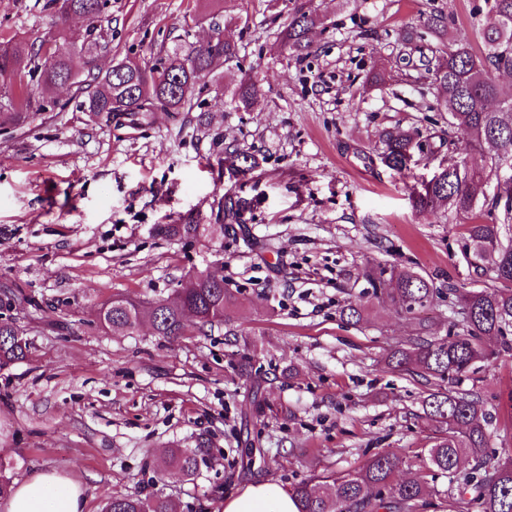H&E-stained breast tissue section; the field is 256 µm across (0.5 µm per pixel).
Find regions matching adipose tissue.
<instances>
[{
	"instance_id": "ef3b65f1",
	"label": "adipose tissue",
	"mask_w": 512,
	"mask_h": 512,
	"mask_svg": "<svg viewBox=\"0 0 512 512\" xmlns=\"http://www.w3.org/2000/svg\"><path fill=\"white\" fill-rule=\"evenodd\" d=\"M78 480L54 471L40 472L12 487L0 512H83ZM224 512H299L294 494L271 482L247 486L224 501Z\"/></svg>"
}]
</instances>
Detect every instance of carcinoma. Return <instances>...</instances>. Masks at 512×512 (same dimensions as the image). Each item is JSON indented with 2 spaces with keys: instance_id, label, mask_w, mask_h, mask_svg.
Masks as SVG:
<instances>
[{
  "instance_id": "obj_1",
  "label": "carcinoma",
  "mask_w": 512,
  "mask_h": 512,
  "mask_svg": "<svg viewBox=\"0 0 512 512\" xmlns=\"http://www.w3.org/2000/svg\"><path fill=\"white\" fill-rule=\"evenodd\" d=\"M47 7L61 21L71 15L84 17L85 34L78 45L59 30L49 40L35 39L29 44L0 40V133H12L33 120L37 111L56 105L52 91L68 84L76 86L79 107L92 118H122L134 126L158 110L190 112L197 105L196 91L205 86L219 61L242 72L233 88H224V95L237 109L249 111L263 97L258 79L242 71L238 46L222 37V24L214 17L209 21L214 37L209 40L194 43L178 37L150 63L125 57L100 71L95 58L112 51L109 0H47ZM476 10L485 17L479 28L482 55L473 52L467 39L459 38L445 51L446 58L425 64V74L440 92L433 109L448 113L449 125L464 138L463 155L486 144L492 146L491 171L498 174L505 159L512 160V93L501 90L493 73L512 74V0H484ZM450 22L445 14L433 11L424 18L423 28L444 34ZM318 24L326 25L325 19L302 6L294 7L279 33L281 53L296 60L309 55V33ZM74 48L86 57L82 75L72 67ZM382 143L381 162L401 175H411L415 154L424 150L419 130L389 128ZM224 166L241 175L256 168L252 155L231 146L224 150ZM504 185L502 222L467 225L466 258L471 266L493 272L509 287L460 293L451 289L461 305L462 333L451 340L421 336L386 357L391 368L435 381L436 389L423 400V419L441 437L427 449L426 465L447 474L457 495H470L482 512H512V458L501 462L487 457L491 431L482 401L476 392L452 384L487 358L485 340L499 336L503 338L501 351H512L507 340L512 332V175ZM481 192L482 177L461 181L456 170L442 167L431 178L411 186L413 206L421 213H433L446 205L458 214H469ZM248 207L245 199L226 198L220 230L244 223ZM211 277L210 273L189 274L177 281L171 298L148 308L128 298L114 299L101 308L99 323L113 333H123L147 319L157 335L168 339L181 335L188 314L202 328L230 327L236 293L217 287ZM368 285L372 294L408 314L423 311L434 294L432 281L412 269L393 270L388 278L382 270L368 277ZM10 306V297L0 299V369L23 361L29 351L23 333L8 314ZM206 447L207 440L200 437L191 449L171 450L163 465L191 476ZM464 454L473 465L469 473L460 475L457 468ZM401 464L395 454L377 452L354 472L332 476L322 484L302 483L294 488L300 512H408L423 497L424 486L397 480ZM106 512H177V504L168 497L131 494L112 497Z\"/></svg>"
}]
</instances>
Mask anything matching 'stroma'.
<instances>
[{
  "mask_svg": "<svg viewBox=\"0 0 512 512\" xmlns=\"http://www.w3.org/2000/svg\"><path fill=\"white\" fill-rule=\"evenodd\" d=\"M476 0H110L113 58L152 61L181 33L204 40L201 16L218 13L240 49L241 70L214 69L190 112H158L135 129L88 117L74 89L59 106L0 135V292L30 349L0 369V474L16 481L55 470L78 479L85 512L108 498L165 495L179 512H223L250 482L284 489L353 472L374 453L403 461L418 480L412 512H481L451 494L423 462L437 438L421 419L430 385L385 367L420 333L416 316L366 293L365 274L408 267L431 279L424 318L437 336L461 331L449 287H497L465 259L469 217L418 212L410 180L385 167L382 134L393 126L447 137L448 115L429 111L424 65L442 42L403 43L426 14L454 20L449 37L483 44ZM45 0H0V37L31 41L50 30ZM304 5L327 19L311 32L312 55L289 60L274 46ZM249 71L265 95L245 112L225 86ZM253 155L256 170L233 176L224 149ZM246 198L244 227L219 232V204ZM193 223L194 237L159 233ZM223 277L239 305L233 331L187 320L166 339L150 326L101 328L118 297L167 298L190 272ZM363 304L348 322L343 308ZM477 363L458 382L477 391L494 429L487 454L512 456V354ZM209 442L195 475L163 469L171 449ZM264 465L245 467V443Z\"/></svg>",
  "mask_w": 512,
  "mask_h": 512,
  "instance_id": "35a3bbf8",
  "label": "stroma"
}]
</instances>
